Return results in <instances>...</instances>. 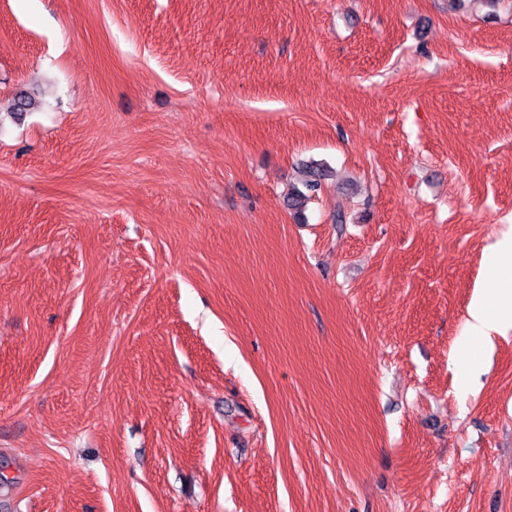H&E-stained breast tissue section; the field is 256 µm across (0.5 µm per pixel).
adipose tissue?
Segmentation results:
<instances>
[{
	"instance_id": "obj_1",
	"label": "adipose tissue",
	"mask_w": 512,
	"mask_h": 512,
	"mask_svg": "<svg viewBox=\"0 0 512 512\" xmlns=\"http://www.w3.org/2000/svg\"><path fill=\"white\" fill-rule=\"evenodd\" d=\"M495 295L496 305L491 308L486 302L485 289H476L462 326L464 342L490 345L512 328V282L496 289Z\"/></svg>"
}]
</instances>
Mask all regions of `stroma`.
<instances>
[{
	"label": "stroma",
	"instance_id": "1",
	"mask_svg": "<svg viewBox=\"0 0 512 512\" xmlns=\"http://www.w3.org/2000/svg\"><path fill=\"white\" fill-rule=\"evenodd\" d=\"M24 92L0 512H512V0H0ZM321 176L322 173L319 172V170L309 168L308 171H306V178L303 180L302 185L306 192L302 190H296L295 193L292 195L291 198H289L288 202L290 203L289 206H291L293 209L296 210V213L298 216H301V208L304 204V202L313 194L317 193L321 190L322 182H321ZM487 258L497 271L506 270L511 273V281L501 288H494V309L487 305V288H476L461 331L466 343L481 342L492 345L497 336H503L512 328V231L502 233L490 246Z\"/></svg>",
	"mask_w": 512,
	"mask_h": 512
}]
</instances>
